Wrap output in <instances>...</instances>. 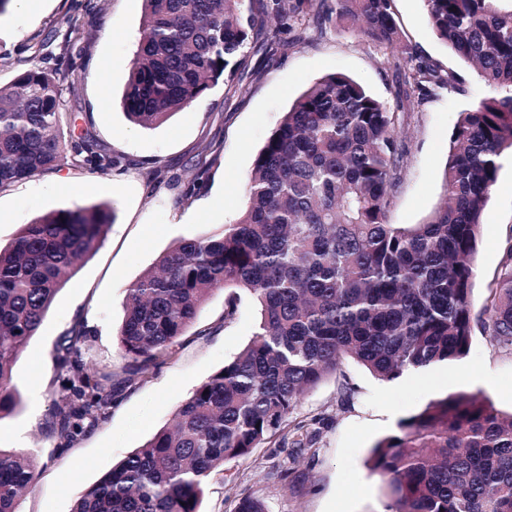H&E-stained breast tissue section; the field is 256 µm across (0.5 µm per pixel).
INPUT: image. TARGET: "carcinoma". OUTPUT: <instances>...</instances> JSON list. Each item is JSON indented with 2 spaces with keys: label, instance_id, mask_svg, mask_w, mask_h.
<instances>
[{
  "label": "carcinoma",
  "instance_id": "1",
  "mask_svg": "<svg viewBox=\"0 0 512 512\" xmlns=\"http://www.w3.org/2000/svg\"><path fill=\"white\" fill-rule=\"evenodd\" d=\"M145 13L122 96L128 120L165 122L224 80L247 78L248 45L265 58L306 39L300 22L353 28L391 48L388 65L406 99L436 81L464 78L417 65L394 18V0H144ZM434 33L474 67L495 95L460 113L444 171V199L422 224L387 220L407 155L401 113L343 73L311 84L257 154L247 206L234 224L180 241L126 289L119 336L123 376L94 372L88 334L74 321L56 348L66 395L50 427L68 441L106 420L121 387L148 379L172 357L210 293L234 287L260 306L258 331L229 363L97 484L72 512H200L215 472L279 439L314 446V423L293 420L303 396L350 358L383 381L439 365L470 350L474 260L482 216L503 153L512 150V0H424ZM274 24L254 45L258 23ZM293 39L283 40V32ZM112 166L90 128L62 131L59 84L42 69L0 86V190L65 162ZM111 226L106 206L51 211L0 248V414L15 408L13 366L36 335L66 277ZM483 333L512 350V250L483 308ZM387 512H512V413L457 393L430 402L372 450ZM34 481L33 454L0 450V512H18ZM234 512H266L252 495Z\"/></svg>",
  "mask_w": 512,
  "mask_h": 512
}]
</instances>
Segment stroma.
<instances>
[{
  "label": "stroma",
  "mask_w": 512,
  "mask_h": 512,
  "mask_svg": "<svg viewBox=\"0 0 512 512\" xmlns=\"http://www.w3.org/2000/svg\"><path fill=\"white\" fill-rule=\"evenodd\" d=\"M78 2L41 0L34 11L13 5L0 16L1 86L29 68L60 67L58 44L45 45L39 56L30 47L52 31L65 36L72 18L80 19L83 38L60 84L62 116L91 127L119 163L106 174L67 164L0 190L2 248L25 224L53 210L106 204L114 211L103 242L78 262L13 367L16 407L0 415V450L35 455V481L19 512H71L82 490L168 426L179 404L237 356L258 329L260 309L244 294L234 318L225 320L229 291L214 290L175 355L151 378L120 392L107 419L65 448L48 432L46 419L63 395L56 380V346L74 319L83 318L89 330L83 344L88 367L121 372L126 361L118 331L128 286L180 240L237 221L247 204L245 182L254 159L301 92L336 72L391 105L399 92L385 45L351 30L312 27L304 43L272 61L250 54L241 91L230 94L217 84L190 111L141 128L126 118L121 97L140 37L144 0H91L87 12L76 11ZM394 13L420 62L466 78L459 91L430 85L425 100L405 118L408 155L388 221L406 226L422 223L439 203L459 114L491 90L436 37L423 0H394ZM210 142L220 151L203 188L187 195L197 154ZM483 221L472 293L476 315L512 249L511 156L502 159ZM343 381L354 389L347 402L339 397ZM459 392L512 413V351L492 346L478 324L468 355L450 367L385 382L355 361L343 360L338 374L306 394L294 413L296 419L318 423L313 452L298 456L289 447L255 448L212 475L201 512H233L245 494L261 498L267 512H385L382 481L370 469L373 446L394 433L401 419ZM282 471L287 474L283 480L278 477Z\"/></svg>",
  "instance_id": "35a3bbf8"
}]
</instances>
